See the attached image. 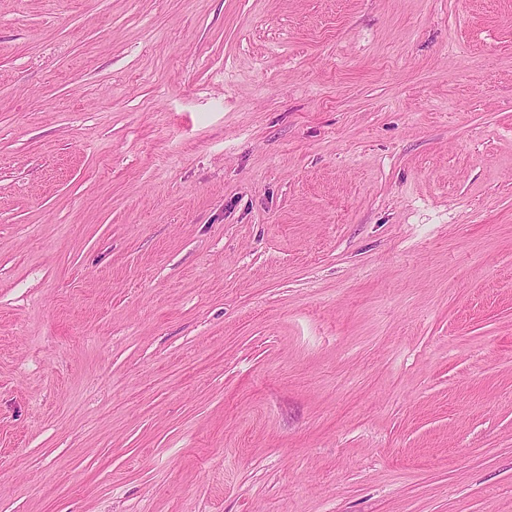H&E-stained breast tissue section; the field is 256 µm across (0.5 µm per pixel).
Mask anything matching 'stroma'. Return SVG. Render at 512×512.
Masks as SVG:
<instances>
[{
  "label": "stroma",
  "instance_id": "obj_1",
  "mask_svg": "<svg viewBox=\"0 0 512 512\" xmlns=\"http://www.w3.org/2000/svg\"><path fill=\"white\" fill-rule=\"evenodd\" d=\"M0 512H512V0H0Z\"/></svg>",
  "mask_w": 512,
  "mask_h": 512
}]
</instances>
